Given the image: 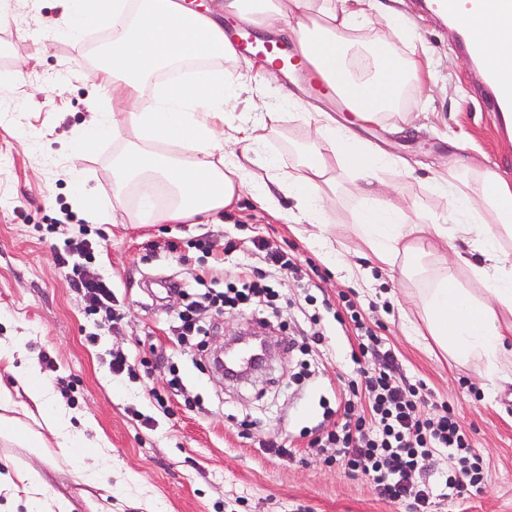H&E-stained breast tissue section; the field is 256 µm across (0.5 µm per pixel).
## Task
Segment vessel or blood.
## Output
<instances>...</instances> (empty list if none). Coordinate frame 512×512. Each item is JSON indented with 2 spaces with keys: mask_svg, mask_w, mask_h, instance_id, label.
Masks as SVG:
<instances>
[{
  "mask_svg": "<svg viewBox=\"0 0 512 512\" xmlns=\"http://www.w3.org/2000/svg\"><path fill=\"white\" fill-rule=\"evenodd\" d=\"M224 35L236 44L241 54L273 58L284 70L297 67L296 59L289 55L285 43L253 38L244 27L226 29ZM457 49L474 63L475 83L481 91L486 108L494 113L498 124L512 121V68L506 70L488 63L483 42L470 29L460 30Z\"/></svg>",
  "mask_w": 512,
  "mask_h": 512,
  "instance_id": "b4317fda",
  "label": "vessel or blood"
}]
</instances>
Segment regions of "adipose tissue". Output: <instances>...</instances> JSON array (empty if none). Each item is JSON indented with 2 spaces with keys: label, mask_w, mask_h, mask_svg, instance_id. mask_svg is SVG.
<instances>
[{
  "label": "adipose tissue",
  "mask_w": 512,
  "mask_h": 512,
  "mask_svg": "<svg viewBox=\"0 0 512 512\" xmlns=\"http://www.w3.org/2000/svg\"><path fill=\"white\" fill-rule=\"evenodd\" d=\"M60 5L68 33L99 28L111 33L94 72L112 83V113L107 118L94 114L79 136V146L125 140L116 160L114 198L122 200L129 185L140 187L137 223L214 219L249 192L284 223L312 225L317 245L335 253L324 234L336 194L327 156L337 157L369 186L380 182L381 171L392 164L389 157L320 112L304 161L280 172L274 157L260 153L265 140L260 122L226 124L227 110L239 97L240 82L230 68L238 53L210 12L189 9L181 0H60ZM217 7L226 18L292 33L301 55L315 61L324 81H342L346 104L360 122L398 111L405 85L430 68L428 57L402 60L392 53V45L410 40L411 34L401 12L384 0H218ZM373 16L384 21L387 33L372 45L359 46L357 32ZM470 24L484 42L489 62L512 66V12L474 17ZM175 63L195 68L194 78L162 80L154 86L152 106H141L144 76ZM258 167L265 170V178L255 175ZM470 169L482 174L479 194L443 180L433 184L435 193L447 196L454 226L413 221L390 195L360 212L357 223L361 242L380 266L394 264L400 256L418 262V241L428 232L444 238L453 228L470 239L482 263L458 253L451 266L468 270L482 283L483 296L460 288L449 276L420 301L427 330L440 347L455 359L482 356L495 367L512 352L506 345L512 324L504 320L512 315V257L499 247L502 236L512 235V185L481 171L479 164ZM282 193L295 200L294 209L281 210ZM19 372L26 380L25 395L43 413L60 454L78 458L86 483L104 482L107 474L98 462L101 448L87 447L65 408L53 406L35 365H21ZM0 485L10 495H24L27 512H71L63 495L47 497L45 480L35 467L0 475Z\"/></svg>",
  "instance_id": "obj_1"
}]
</instances>
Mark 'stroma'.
I'll return each mask as SVG.
<instances>
[{
  "label": "stroma",
  "mask_w": 512,
  "mask_h": 512,
  "mask_svg": "<svg viewBox=\"0 0 512 512\" xmlns=\"http://www.w3.org/2000/svg\"><path fill=\"white\" fill-rule=\"evenodd\" d=\"M424 0H401L399 9L414 28L415 42H399L403 57L428 53V100L414 122L396 129L395 115L360 123L356 135L392 159L383 172L404 205L416 215L449 218L448 200L432 183L448 173L464 175L471 161L512 184V136L498 132L493 113L483 107L469 60L455 48L456 35L424 8ZM62 10L57 0H17L14 13L0 21V97L17 108L0 110V346L19 348L50 384L56 401L71 412L84 437L106 450L103 467L112 478L103 486L84 483L77 462L56 447L35 454L22 440L0 437V472L34 464L48 494L62 493L73 512H408L406 505L382 499L374 486L340 468L323 465L303 432L322 419L324 405H337L341 379L353 365L347 357L357 338L337 329L326 316L327 335L308 356L288 348L289 338L273 335L271 359L249 380L231 382L199 367L193 354L171 340L170 315L176 300L162 297L168 275L224 279L245 274L243 254L225 257V237L245 241L259 235L272 246L311 260L330 302L340 293L354 299L366 322L395 354L401 373L425 383L427 408L453 405L488 475L481 489L455 499H435L432 512H512V386L501 387L484 361H453L425 335L419 296L435 287L437 275L454 251L455 238L424 237L423 267L396 260L372 268V287L348 280L337 263L312 241L301 224H287L243 195L237 206L212 224H103L88 273L112 284L118 317L110 323L89 317L81 293L71 287L54 251L76 237L62 223L73 210L76 189L70 169L82 171L105 201L113 199V171L121 145L106 141L89 152L75 151L77 136L93 113L108 112L112 102L100 94L92 56L109 34L98 29L72 41L58 33ZM29 65L18 70V53ZM43 92L28 98L30 85ZM265 152L282 170L297 167L314 132L307 116L331 113L337 125L349 114L333 97L319 95L305 74L280 73L265 90ZM328 166L336 178L329 234L347 250L350 263H362L356 214L381 196L365 186L337 159ZM55 232H47L49 223ZM208 238L214 247L205 258L182 266L168 257L145 259L150 241H172L179 248ZM97 342H89L90 334ZM133 360L165 352L177 361L181 395H173L164 368L139 379L113 375V351ZM52 365L43 363V356ZM167 395L160 408L153 393ZM251 419L249 429L239 425ZM292 448L289 458L266 450L269 441Z\"/></svg>",
  "instance_id": "obj_1"
}]
</instances>
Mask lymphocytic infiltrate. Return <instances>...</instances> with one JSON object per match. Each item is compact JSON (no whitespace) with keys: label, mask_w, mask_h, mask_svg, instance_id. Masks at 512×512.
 Segmentation results:
<instances>
[{"label":"lymphocytic infiltrate","mask_w":512,"mask_h":512,"mask_svg":"<svg viewBox=\"0 0 512 512\" xmlns=\"http://www.w3.org/2000/svg\"><path fill=\"white\" fill-rule=\"evenodd\" d=\"M89 234L88 228H80L78 239L69 241L67 254H56L55 260L70 271V283L82 292L87 315L108 318L112 315L110 283L90 276L68 259L74 251L93 257ZM242 250L248 257L263 260L265 269L217 293H195L178 280L169 284L171 294L182 300L170 329L180 344L195 348L199 356H206L205 338L224 312L261 313L276 308L280 294L268 279V268L301 272L297 258L273 250L265 238H253L244 246L232 239L224 243L225 254ZM340 301L341 309L334 317L340 323L351 321L358 337L349 354L354 374L345 384L338 407L326 409L324 424L310 430V447L321 450L325 466H338L364 478L385 498L408 502L413 512H428L433 493L456 498L482 484L487 478L486 463L472 447L453 408L445 405L432 413L424 411L422 383L399 379L392 353L382 352V338L365 323L356 303L345 294ZM207 311L214 312L215 321L203 322L201 315ZM440 450L446 453L448 469L435 488L418 475L422 462Z\"/></svg>","instance_id":"lymphocytic-infiltrate-1"}]
</instances>
